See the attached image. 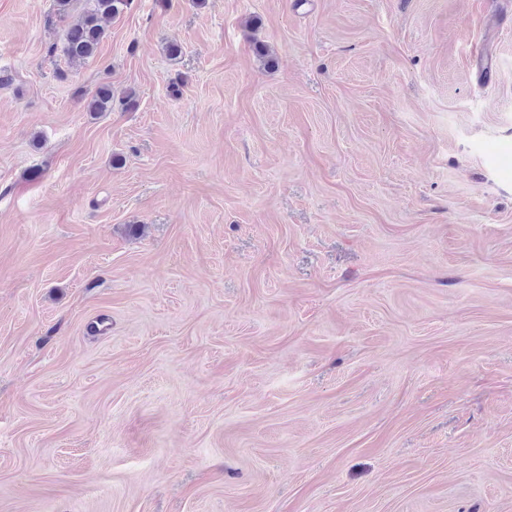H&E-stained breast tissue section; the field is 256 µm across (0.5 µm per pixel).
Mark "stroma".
<instances>
[{"label": "stroma", "mask_w": 512, "mask_h": 512, "mask_svg": "<svg viewBox=\"0 0 512 512\" xmlns=\"http://www.w3.org/2000/svg\"><path fill=\"white\" fill-rule=\"evenodd\" d=\"M106 28L0 0V512H512V0ZM84 8L77 23L64 29L60 52L70 62L92 57L107 38L104 20L122 14L131 0H85ZM114 102L112 86L99 85L90 95L84 98V108L87 112L100 113L111 111Z\"/></svg>", "instance_id": "stroma-1"}]
</instances>
